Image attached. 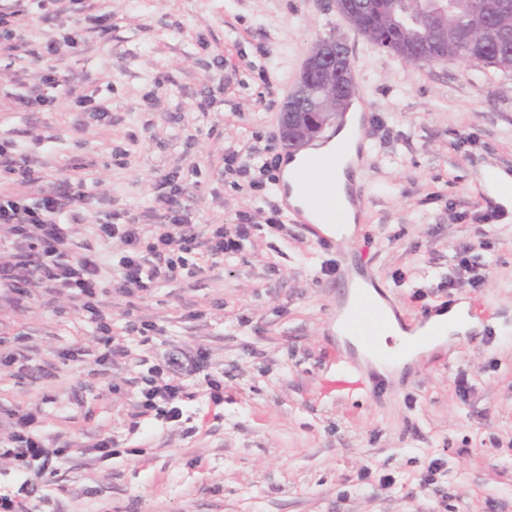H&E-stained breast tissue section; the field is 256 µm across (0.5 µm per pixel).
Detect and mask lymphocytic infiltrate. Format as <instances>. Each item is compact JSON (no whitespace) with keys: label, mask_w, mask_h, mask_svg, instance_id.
<instances>
[{"label":"lymphocytic infiltrate","mask_w":512,"mask_h":512,"mask_svg":"<svg viewBox=\"0 0 512 512\" xmlns=\"http://www.w3.org/2000/svg\"><path fill=\"white\" fill-rule=\"evenodd\" d=\"M42 10L45 21L61 14L74 18L75 24L63 35L51 38L27 55L37 73L43 90L35 95H18L19 104L38 103L51 106L67 98L82 109L90 119H108V108L97 99L96 92H79L67 87L60 77V65L79 48L91 34L112 28V15L99 11L96 0H0V42L11 44L21 20L31 6ZM20 145L9 138L0 139V171L10 174L12 188L0 189V230L11 239L10 250L0 252V292L5 296L23 298L35 292L67 294L87 314L97 336L110 343L112 314L102 304L100 264L95 251L74 253L72 235L66 214L92 208L95 197L87 191L83 177L72 176L58 186L45 187L42 176L31 168L28 158L20 154ZM180 187L171 184L163 203V223L146 226L138 218L115 222L105 216L97 224L100 241H119L123 250L114 266L118 289L132 296L178 276L195 277L203 270L196 262L197 252L215 258L237 252L242 241L251 236L249 224H219L207 239H200L189 217L182 209ZM204 351H197L189 362L172 359V375L150 384L141 392L138 403L143 412L155 413L172 420L180 415L179 403L185 397L182 372H194L205 361ZM12 431L0 457L22 462L37 461L51 455L63 456L69 449L66 442L50 444L34 436L29 427L33 417L12 412Z\"/></svg>","instance_id":"lymphocytic-infiltrate-1"}]
</instances>
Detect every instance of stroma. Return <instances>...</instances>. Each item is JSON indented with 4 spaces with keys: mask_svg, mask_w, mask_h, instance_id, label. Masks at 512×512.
Returning a JSON list of instances; mask_svg holds the SVG:
<instances>
[{
    "mask_svg": "<svg viewBox=\"0 0 512 512\" xmlns=\"http://www.w3.org/2000/svg\"><path fill=\"white\" fill-rule=\"evenodd\" d=\"M100 7L112 14L111 32L63 68L71 86L100 92L111 123L65 99L52 111L21 107L15 94L32 66L0 52V137L50 178L83 176L96 195L72 222V239L100 256L102 299L126 352L100 363L103 346L66 295L0 296V338L18 354L0 365V441L8 412L29 410L37 431L73 444L36 482L28 512H512V206L484 179L488 169L512 174V69L379 51L335 0ZM329 36L346 45L369 107L348 258L405 322L466 297L495 328L420 355L373 396L334 387L340 359L356 355L336 333L348 285L321 270L336 254L280 212L279 170L259 189L224 173L225 148L281 154L283 102ZM216 55L223 68L210 67ZM36 134L54 141L34 147ZM171 178L200 238L243 216L257 230L197 277L122 295L112 270L120 244L97 239V218L161 222ZM274 215L284 230L269 227ZM463 242L490 264L477 291L447 285ZM144 320L156 328L143 335ZM201 347L207 359L184 379L181 417L136 416L146 378ZM74 348L81 356L65 359ZM212 378L223 402L210 397ZM100 435L112 439L111 458L88 451ZM435 462L438 490L422 491L418 480Z\"/></svg>",
    "mask_w": 512,
    "mask_h": 512,
    "instance_id": "35a3bbf8",
    "label": "stroma"
}]
</instances>
